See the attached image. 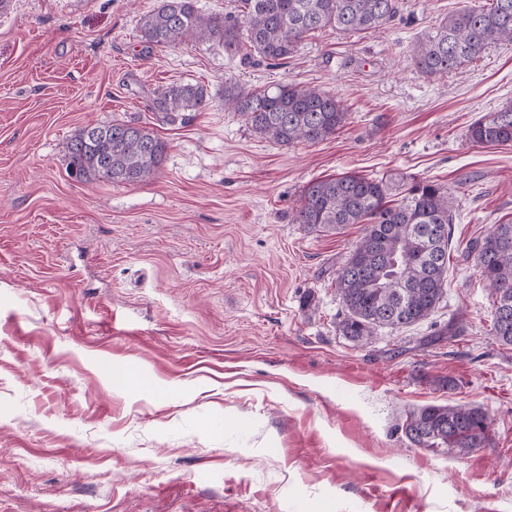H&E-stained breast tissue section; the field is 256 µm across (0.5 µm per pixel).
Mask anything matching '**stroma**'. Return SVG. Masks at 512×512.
<instances>
[{
    "label": "stroma",
    "instance_id": "obj_1",
    "mask_svg": "<svg viewBox=\"0 0 512 512\" xmlns=\"http://www.w3.org/2000/svg\"><path fill=\"white\" fill-rule=\"evenodd\" d=\"M160 3L0 12V512H512V346L490 337L467 252L512 217V144L465 137L512 103V43L445 76L412 61L438 21L489 0H403L383 32H320L284 65L216 40L147 47L139 20ZM178 83L210 105L170 124L150 104ZM228 83L317 87L349 121L282 146L224 110ZM115 120L167 142L157 173L72 178L66 142ZM346 173L455 198L432 322L365 346L338 331L336 294L362 225L289 218L309 182ZM451 321L461 336L431 341ZM116 366L149 388H114ZM448 403L489 413L491 447L407 440L410 412Z\"/></svg>",
    "mask_w": 512,
    "mask_h": 512
}]
</instances>
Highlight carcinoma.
Here are the masks:
<instances>
[{
	"label": "carcinoma",
	"mask_w": 512,
	"mask_h": 512,
	"mask_svg": "<svg viewBox=\"0 0 512 512\" xmlns=\"http://www.w3.org/2000/svg\"><path fill=\"white\" fill-rule=\"evenodd\" d=\"M401 0H240L239 14L207 15L197 0H162L143 15L140 33L152 46L167 47L188 38L218 39L237 52L241 39L252 51L281 63L316 31L380 32L395 20ZM500 41H512V0L464 8L444 17L412 50L415 67L444 76L461 69ZM209 104L199 84H172L154 93L152 111L173 122ZM224 109L241 116L257 135L280 145L323 141L348 120L336 97L318 87L281 83L261 91L224 87ZM476 144L512 142V104L468 126ZM167 143L152 130L126 121L87 125L65 146L75 177L112 183L151 179L162 165ZM450 189L414 180L399 190V179L342 174L309 183L292 221L313 230L365 225L363 235L336 276L344 308L338 329L358 345L377 331L406 329L428 320L444 296L448 250L454 224ZM485 287L493 299L492 338L512 345V221L492 227L470 242ZM491 419L473 405H426L413 411L402 430L419 448L465 456L490 444Z\"/></svg>",
	"instance_id": "carcinoma-1"
}]
</instances>
